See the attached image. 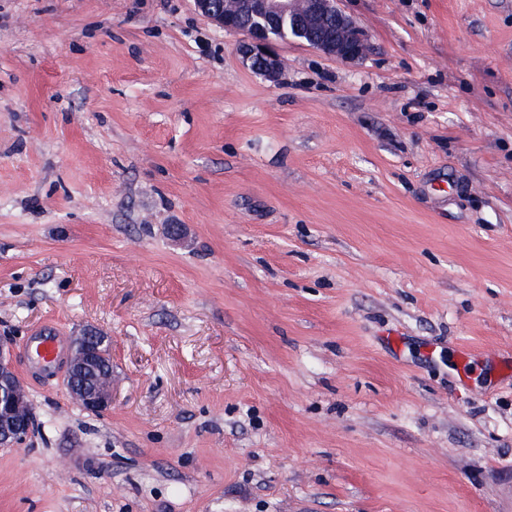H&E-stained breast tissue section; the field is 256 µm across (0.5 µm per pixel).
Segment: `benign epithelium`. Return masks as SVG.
Here are the masks:
<instances>
[{
	"label": "benign epithelium",
	"instance_id": "obj_1",
	"mask_svg": "<svg viewBox=\"0 0 512 512\" xmlns=\"http://www.w3.org/2000/svg\"><path fill=\"white\" fill-rule=\"evenodd\" d=\"M195 8L226 32L237 33L238 19L251 24L242 34L240 56L252 71L274 80L283 64L274 50L280 42L283 23L292 28L293 41L308 45L342 62L362 58L369 49L363 29L336 5V0H193ZM13 343L0 337V447H18L34 426L28 396L15 380L11 367ZM96 351H69L66 360V388L87 411L102 413L112 404V374L100 373L96 383L88 379L97 372Z\"/></svg>",
	"mask_w": 512,
	"mask_h": 512
}]
</instances>
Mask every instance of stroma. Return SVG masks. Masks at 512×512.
I'll return each instance as SVG.
<instances>
[{
	"instance_id": "1",
	"label": "stroma",
	"mask_w": 512,
	"mask_h": 512,
	"mask_svg": "<svg viewBox=\"0 0 512 512\" xmlns=\"http://www.w3.org/2000/svg\"><path fill=\"white\" fill-rule=\"evenodd\" d=\"M277 80L193 0H0V512H512V0H337ZM183 229L172 241L169 225ZM12 354L10 338L0 337V447L22 445L34 426L28 396L11 367ZM2 381L8 382L4 389ZM97 352L79 353L69 350L66 360V388L69 395L87 411L102 413L112 404V374L101 372L96 383L89 384L91 374L97 371Z\"/></svg>"
}]
</instances>
